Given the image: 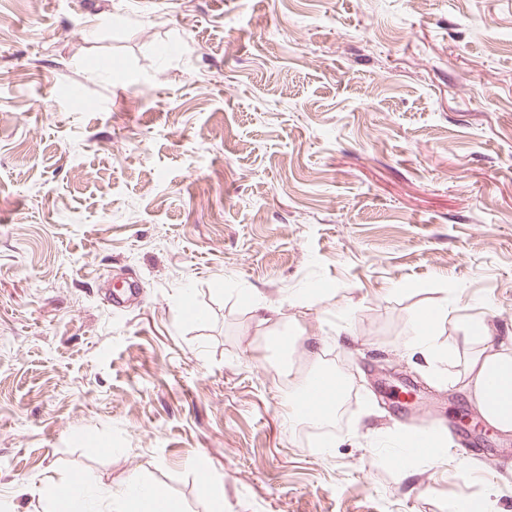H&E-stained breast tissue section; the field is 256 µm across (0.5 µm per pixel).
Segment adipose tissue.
I'll use <instances>...</instances> for the list:
<instances>
[{
  "label": "adipose tissue",
  "instance_id": "1",
  "mask_svg": "<svg viewBox=\"0 0 512 512\" xmlns=\"http://www.w3.org/2000/svg\"><path fill=\"white\" fill-rule=\"evenodd\" d=\"M453 322L461 334L456 342L440 341L437 329ZM489 328L483 313L460 314L450 301L416 312L402 347L409 354L422 356L433 374H440L445 361L459 348H468L465 362V388L482 418L501 432H512V336L499 345L488 343ZM325 370L312 368L290 378L282 389V405L289 421L326 424L341 407L342 389L331 383L315 391L314 383L324 378ZM123 496L132 512H181L177 502L162 490L144 484L131 475Z\"/></svg>",
  "mask_w": 512,
  "mask_h": 512
}]
</instances>
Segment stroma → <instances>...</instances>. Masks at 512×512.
I'll list each match as a JSON object with an SVG mask.
<instances>
[{
  "mask_svg": "<svg viewBox=\"0 0 512 512\" xmlns=\"http://www.w3.org/2000/svg\"><path fill=\"white\" fill-rule=\"evenodd\" d=\"M445 297L512 336V0H0V512L134 473L183 512H512V432L462 454L461 359L401 347ZM250 298L344 382L327 454ZM423 424L404 474L379 439ZM250 312L256 329L265 336L274 335L282 324L281 307L257 300L250 301Z\"/></svg>",
  "mask_w": 512,
  "mask_h": 512,
  "instance_id": "35a3bbf8",
  "label": "stroma"
}]
</instances>
